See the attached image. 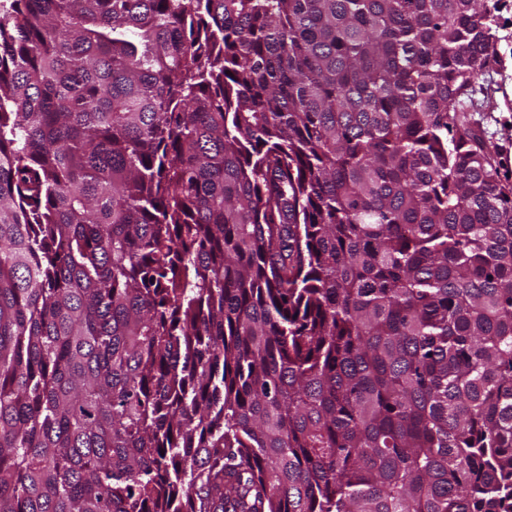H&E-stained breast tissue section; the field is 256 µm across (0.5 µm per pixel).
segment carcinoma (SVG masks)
<instances>
[{"mask_svg": "<svg viewBox=\"0 0 512 512\" xmlns=\"http://www.w3.org/2000/svg\"><path fill=\"white\" fill-rule=\"evenodd\" d=\"M508 0H0V512H512ZM504 68L486 76L483 82L488 88V98L477 93L476 99L484 112L483 128L487 138L497 147L504 165L512 170V41H501L498 45Z\"/></svg>", "mask_w": 512, "mask_h": 512, "instance_id": "obj_1", "label": "carcinoma"}]
</instances>
